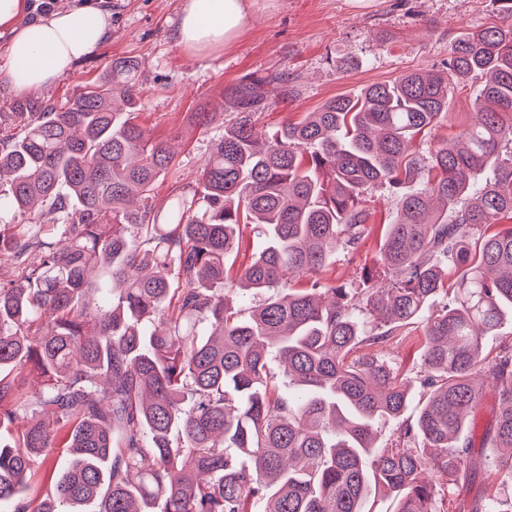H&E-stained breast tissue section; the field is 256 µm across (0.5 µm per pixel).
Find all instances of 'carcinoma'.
Masks as SVG:
<instances>
[{"mask_svg":"<svg viewBox=\"0 0 512 512\" xmlns=\"http://www.w3.org/2000/svg\"><path fill=\"white\" fill-rule=\"evenodd\" d=\"M141 65L112 61L63 107L24 96L0 112V512H445L476 470L461 436L484 382L499 412L483 466L498 488L469 512H512V347L483 340L512 314V24L459 34L443 70L406 72L330 99L273 132L252 117L266 86L233 91L238 119L193 193L159 209L174 152L139 120ZM477 76L486 107L426 155L449 90ZM491 171L493 179L475 181ZM396 217L363 288L295 278L362 241L367 189ZM268 243L236 272L241 227ZM458 273L451 303L448 265ZM265 299L240 318L247 293ZM423 319L421 448H380L378 424L409 405L382 353ZM38 390L26 394L27 381ZM52 493L20 498L56 449Z\"/></svg>","mask_w":512,"mask_h":512,"instance_id":"1","label":"carcinoma"}]
</instances>
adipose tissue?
<instances>
[{
	"mask_svg": "<svg viewBox=\"0 0 512 512\" xmlns=\"http://www.w3.org/2000/svg\"><path fill=\"white\" fill-rule=\"evenodd\" d=\"M249 0H184L176 36L183 48L203 54L231 44L243 31ZM25 0H0V28L10 32L5 78L18 91L46 87L91 54L105 39L110 13L74 6L19 24Z\"/></svg>",
	"mask_w": 512,
	"mask_h": 512,
	"instance_id": "1",
	"label": "adipose tissue"
}]
</instances>
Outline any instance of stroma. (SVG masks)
Here are the masks:
<instances>
[{
  "mask_svg": "<svg viewBox=\"0 0 512 512\" xmlns=\"http://www.w3.org/2000/svg\"><path fill=\"white\" fill-rule=\"evenodd\" d=\"M111 32L91 55L77 60L69 74L40 99L62 105L74 90L101 76L113 59L140 61L141 122L156 137L168 139L177 156L155 189L156 206H164L198 183L214 140L237 113L230 91L238 83L270 74H287V98L271 95L256 112L257 126L274 128L338 96L358 94L375 83L394 80L410 70H438L459 32L496 22L491 0H252L241 36L229 47L201 56L175 40L183 0H105ZM478 79H469L448 98V118L414 144L428 153L447 134L476 119ZM223 113V121L203 126L197 112ZM364 206L368 233L357 249H341L319 275L356 289L364 269L373 267L396 197L386 187L368 189ZM422 324L395 333L385 344L398 374L414 399L399 419L379 429L383 448L406 446V425L420 410L425 375Z\"/></svg>",
  "mask_w": 512,
  "mask_h": 512,
  "instance_id": "obj_1",
  "label": "stroma"
}]
</instances>
